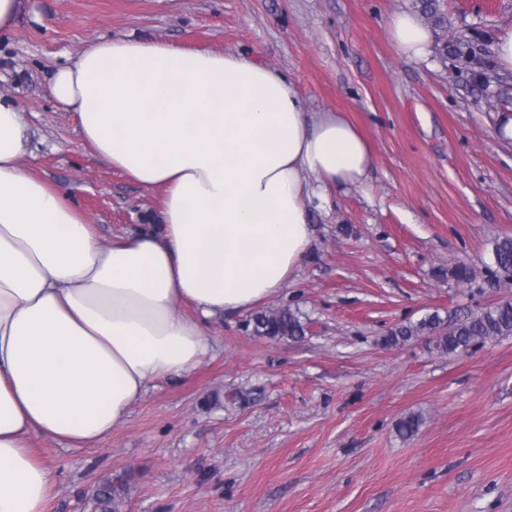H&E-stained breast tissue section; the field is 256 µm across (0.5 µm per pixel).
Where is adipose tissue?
<instances>
[{"label":"adipose tissue","instance_id":"1","mask_svg":"<svg viewBox=\"0 0 512 512\" xmlns=\"http://www.w3.org/2000/svg\"><path fill=\"white\" fill-rule=\"evenodd\" d=\"M401 55L433 31L389 21ZM49 91L95 155L160 192L159 227L103 245L63 191L25 171V112L0 95V512H47L41 436L107 440L156 381L212 352L209 325L284 288L312 212L376 157L344 113L308 111L280 71L233 51L95 39Z\"/></svg>","mask_w":512,"mask_h":512}]
</instances>
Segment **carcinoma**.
<instances>
[{
	"instance_id": "carcinoma-1",
	"label": "carcinoma",
	"mask_w": 512,
	"mask_h": 512,
	"mask_svg": "<svg viewBox=\"0 0 512 512\" xmlns=\"http://www.w3.org/2000/svg\"><path fill=\"white\" fill-rule=\"evenodd\" d=\"M421 13L432 26L446 27V19L439 0H418ZM481 50L473 38L463 37L453 44L442 42L443 54L458 59H469ZM491 281L497 288H512V237L496 241L492 264L487 267ZM252 332L259 338L271 341L296 339L305 334V324L298 312L285 305L274 310H262L250 319ZM431 336L433 349L441 354L458 355L477 344H484L502 337L512 336V299L492 303L477 313L464 317L443 318L430 314L416 324L401 325L383 338V344L394 347L421 334ZM423 417L410 413L396 424L397 432L404 438L415 436ZM123 493V482L108 481L96 487L94 499L99 512H117Z\"/></svg>"
}]
</instances>
